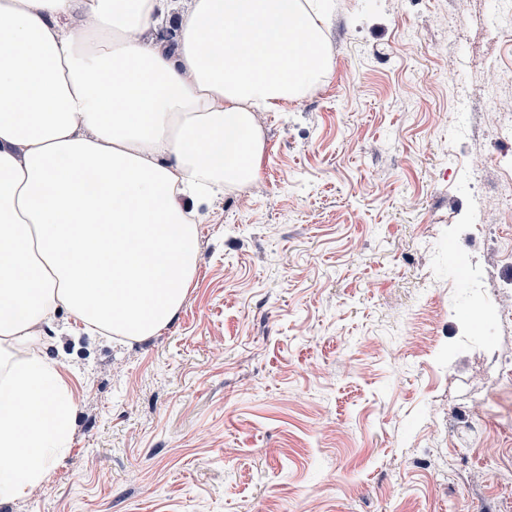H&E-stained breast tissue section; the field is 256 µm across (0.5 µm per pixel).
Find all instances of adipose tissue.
<instances>
[{
    "label": "adipose tissue",
    "mask_w": 512,
    "mask_h": 512,
    "mask_svg": "<svg viewBox=\"0 0 512 512\" xmlns=\"http://www.w3.org/2000/svg\"><path fill=\"white\" fill-rule=\"evenodd\" d=\"M82 8L89 25L70 19ZM330 0H0V503L69 449L75 398L35 353L63 309L161 333L198 273L201 209L257 177L255 115L332 70ZM177 30L167 48L148 32Z\"/></svg>",
    "instance_id": "obj_1"
}]
</instances>
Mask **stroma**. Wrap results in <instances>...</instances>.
Returning a JSON list of instances; mask_svg holds the SVG:
<instances>
[{
    "instance_id": "obj_1",
    "label": "stroma",
    "mask_w": 512,
    "mask_h": 512,
    "mask_svg": "<svg viewBox=\"0 0 512 512\" xmlns=\"http://www.w3.org/2000/svg\"><path fill=\"white\" fill-rule=\"evenodd\" d=\"M334 69L261 112L258 178L203 211L196 280L144 342L57 312L72 447L0 512H512V138L494 0H335ZM461 20L449 32V19ZM497 91L512 109V82ZM480 273L455 280L448 228Z\"/></svg>"
}]
</instances>
